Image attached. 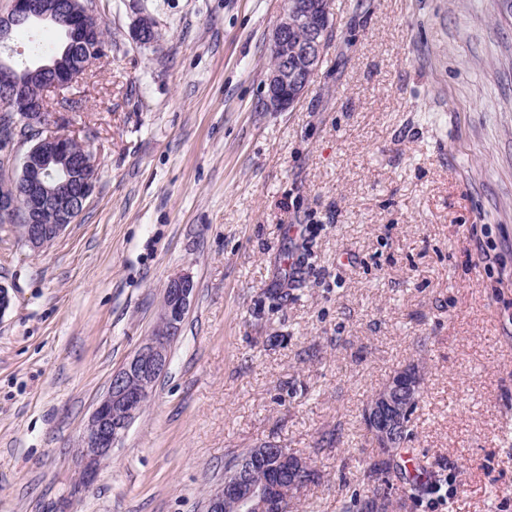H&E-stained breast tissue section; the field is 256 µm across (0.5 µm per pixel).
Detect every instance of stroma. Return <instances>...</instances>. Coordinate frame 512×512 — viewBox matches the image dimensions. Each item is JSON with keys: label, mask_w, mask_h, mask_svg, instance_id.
<instances>
[{"label": "stroma", "mask_w": 512, "mask_h": 512, "mask_svg": "<svg viewBox=\"0 0 512 512\" xmlns=\"http://www.w3.org/2000/svg\"><path fill=\"white\" fill-rule=\"evenodd\" d=\"M95 5L107 54L48 120L96 188L42 251L0 224V512H204L268 445L316 472L293 512H336L405 367L438 479L413 512H512V0H331L284 112L259 108L284 0ZM180 274L170 363L81 489L83 428Z\"/></svg>", "instance_id": "obj_1"}]
</instances>
